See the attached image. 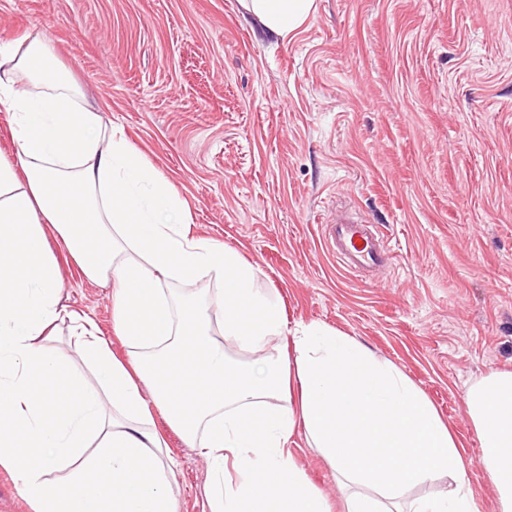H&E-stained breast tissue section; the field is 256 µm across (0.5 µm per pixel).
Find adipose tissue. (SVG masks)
<instances>
[{
    "label": "adipose tissue",
    "mask_w": 512,
    "mask_h": 512,
    "mask_svg": "<svg viewBox=\"0 0 512 512\" xmlns=\"http://www.w3.org/2000/svg\"><path fill=\"white\" fill-rule=\"evenodd\" d=\"M240 2L278 36L315 7ZM0 112L14 145L0 154V469L31 512H178L157 413L206 462L208 512H331L291 448L299 435L333 470L341 512H478L472 461L426 394L356 338L289 323L257 266L192 235L175 186L102 124L38 32L0 45ZM60 250L111 285L125 358L62 304ZM205 275L222 284L206 301ZM63 320L92 379L42 344ZM465 404L497 512H512V370L475 380Z\"/></svg>",
    "instance_id": "1"
}]
</instances>
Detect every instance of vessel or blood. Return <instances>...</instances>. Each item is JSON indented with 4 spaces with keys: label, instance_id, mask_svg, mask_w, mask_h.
<instances>
[{
    "label": "vessel or blood",
    "instance_id": "1",
    "mask_svg": "<svg viewBox=\"0 0 512 512\" xmlns=\"http://www.w3.org/2000/svg\"><path fill=\"white\" fill-rule=\"evenodd\" d=\"M326 248L347 272L356 274L391 262L392 250L369 225L351 215L339 216L326 237Z\"/></svg>",
    "mask_w": 512,
    "mask_h": 512
}]
</instances>
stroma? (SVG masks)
Listing matches in <instances>:
<instances>
[{
  "label": "stroma",
  "mask_w": 512,
  "mask_h": 512,
  "mask_svg": "<svg viewBox=\"0 0 512 512\" xmlns=\"http://www.w3.org/2000/svg\"><path fill=\"white\" fill-rule=\"evenodd\" d=\"M29 29L176 186L193 234L258 265L290 321L355 337L424 391L495 512L464 396L512 370V0H316L283 38L239 0H0V43ZM340 208L395 252L371 279L325 249ZM61 267L63 304L111 334V289ZM154 421L179 512H203L204 461ZM293 451L338 499L317 449Z\"/></svg>",
  "instance_id": "stroma-1"
}]
</instances>
